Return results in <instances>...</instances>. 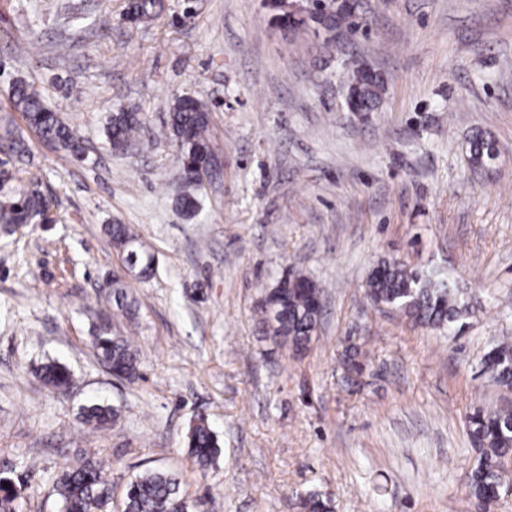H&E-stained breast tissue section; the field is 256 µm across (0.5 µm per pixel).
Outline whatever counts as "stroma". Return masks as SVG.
Segmentation results:
<instances>
[{"label":"stroma","instance_id":"35a3bbf8","mask_svg":"<svg viewBox=\"0 0 512 512\" xmlns=\"http://www.w3.org/2000/svg\"><path fill=\"white\" fill-rule=\"evenodd\" d=\"M0 0V122L24 126L22 79L77 132L84 160L34 132L24 163L0 153V202L18 168L38 178L49 220L0 224V472L31 469L20 512H61L65 466L104 462L113 504L133 475L172 471L207 512H300L311 491L335 512H474L467 436L473 410L512 404L480 372L512 336V0H362L358 31L280 24L266 0ZM376 107L352 112L359 65ZM203 100L218 165L201 186L174 174L168 139L113 152L111 113L161 127L175 97ZM498 157L474 167L475 132ZM199 208H182L183 196ZM126 224L158 255L133 279L135 321L101 286L122 269L105 227ZM397 259L478 291L461 330L423 327L366 296ZM299 271L323 290L304 355L275 347L258 320L266 289ZM138 349L131 382L91 349L99 312ZM368 356L347 380L344 350ZM64 363L68 394L41 367ZM102 399L100 428L82 409ZM206 419L221 453L209 468L186 433Z\"/></svg>","mask_w":512,"mask_h":512}]
</instances>
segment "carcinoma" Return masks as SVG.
Wrapping results in <instances>:
<instances>
[{
	"label": "carcinoma",
	"mask_w": 512,
	"mask_h": 512,
	"mask_svg": "<svg viewBox=\"0 0 512 512\" xmlns=\"http://www.w3.org/2000/svg\"><path fill=\"white\" fill-rule=\"evenodd\" d=\"M158 0H129L123 16L130 22L149 18ZM379 84L363 73L360 85L354 88L350 103L356 112H369L378 100ZM15 107L22 112L26 124L41 138L70 152L78 159L84 153L73 130L49 109L34 84L20 81L13 86ZM144 118L138 112H115L106 128L112 150L127 152L139 138ZM210 111L200 100L181 97L174 101L163 125L162 134L177 143L178 175L192 181L191 168L213 160L208 136ZM494 141L477 133L470 142V160L481 165ZM0 152L23 161L28 152L23 136L10 124L0 125ZM47 220V200L41 184L32 179H19L16 197L0 207V224H29L35 218ZM115 248L126 255L130 273H117L109 281L112 306L128 318L136 317L138 306L127 292L128 276L139 280L153 275L157 258L152 249L129 226L111 224L106 229ZM366 294L375 305L396 308L417 323L431 328H451L470 315L479 298L468 289L452 284L438 274H425L407 268L398 261L381 263L367 280ZM322 312V289L307 276L285 274L265 292L259 307L260 323L267 338L275 346L301 354L309 348ZM92 346L97 357L112 374L132 380L138 376L140 354L128 339L112 333L106 315L99 316L92 329ZM344 365L357 375L365 363L358 348L346 352ZM483 369L501 386L512 389V338L493 344L485 354ZM44 383L60 391L71 385L72 373L66 366L49 362L42 366ZM118 416L117 409L95 402L86 408L87 423L103 424ZM467 434L477 452L468 475V494L478 512H492L496 502L512 490V408L485 412L477 410L467 418ZM187 442L190 453L202 466L211 464L221 453L219 439L209 423L198 419L189 426ZM25 477L0 476V512H18V499ZM55 490L62 503V512H108L111 489L103 466L86 462L67 466L58 477ZM302 512H335L331 494L310 491L299 497ZM124 512H205L204 502L189 501L181 492L180 479L166 470L147 469L130 481L126 490Z\"/></svg>",
	"instance_id": "obj_1"
}]
</instances>
